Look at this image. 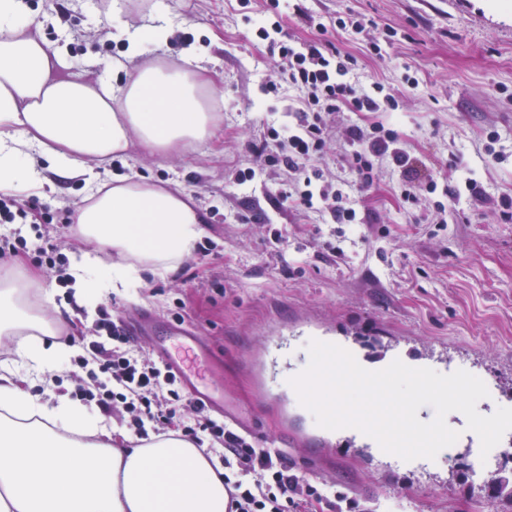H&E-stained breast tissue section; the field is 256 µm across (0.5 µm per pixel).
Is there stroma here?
<instances>
[{
    "label": "stroma",
    "instance_id": "stroma-1",
    "mask_svg": "<svg viewBox=\"0 0 512 512\" xmlns=\"http://www.w3.org/2000/svg\"><path fill=\"white\" fill-rule=\"evenodd\" d=\"M32 32L68 49L71 64L57 78L94 83L137 67L114 37L112 0H24ZM123 20L142 23L164 11L172 24L168 43L148 45L147 57L200 51L199 61L221 94L215 132L167 158L132 147L108 173L140 174L190 194L203 208L208 233L171 275L148 279L137 296L114 293L93 310L73 301L64 267L49 270L34 256L8 257L21 272L41 274L74 336L85 318L111 310L135 349L157 357L155 339L174 313L221 359L209 385L223 393L237 422L259 443L282 423L302 431L311 417L279 405L257 387L253 360L268 336L286 335L303 363L300 345L322 336L365 362L401 358L437 372L454 366L480 377L490 397L478 412L512 408V222L489 207L461 200L446 228L434 225L433 199L410 204L398 175L382 166L378 181L358 199L362 224L323 223L314 212L283 206L268 180L237 184L236 174L261 168L247 149L269 117L291 122L299 93L279 76V56L257 35L280 22L292 43L312 38L322 21L335 47L354 56L350 80L360 88L381 83L398 108L388 112L335 113L327 178L346 170L344 130L379 121L397 129L404 148L439 184L477 180L492 196L512 195V0H122ZM364 17L373 25L356 34L338 29L337 17ZM498 140H490V132ZM500 154L499 162L489 160ZM88 192L83 179L52 178L43 195L23 197L37 209L47 241L59 253L79 245L70 206ZM286 232L287 246L276 241ZM341 254H334V247ZM183 309H176V301ZM471 449L460 435L444 455L404 461L337 437L332 448L289 449L298 473L342 491L357 512H380L392 499L406 512H512V500L495 497L472 479Z\"/></svg>",
    "mask_w": 512,
    "mask_h": 512
}]
</instances>
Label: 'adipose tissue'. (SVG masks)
<instances>
[{"instance_id": "ef3b65f1", "label": "adipose tissue", "mask_w": 512, "mask_h": 512, "mask_svg": "<svg viewBox=\"0 0 512 512\" xmlns=\"http://www.w3.org/2000/svg\"><path fill=\"white\" fill-rule=\"evenodd\" d=\"M23 0H0V192L34 194L53 172L85 179L87 196L70 214L85 248L69 275L81 305L141 286L143 272H173L206 232L193 199L141 176L100 178L93 170L133 145L166 155L210 136L219 115L215 91L189 55L143 60L146 45L169 39L163 17L112 21L126 57L141 58L116 85L52 76L59 48L30 34ZM113 261L101 266L99 253ZM53 291L34 275L0 269V512H228L224 479L204 449L175 432L116 448L100 420L67 395L32 394L71 351L58 341Z\"/></svg>"}]
</instances>
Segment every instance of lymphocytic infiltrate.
Wrapping results in <instances>:
<instances>
[{
	"instance_id": "lymphocytic-infiltrate-1",
	"label": "lymphocytic infiltrate",
	"mask_w": 512,
	"mask_h": 512,
	"mask_svg": "<svg viewBox=\"0 0 512 512\" xmlns=\"http://www.w3.org/2000/svg\"><path fill=\"white\" fill-rule=\"evenodd\" d=\"M316 29L317 37L301 47L283 41L277 44L279 56L288 62L285 81L300 93L294 124L282 130L269 128L247 144L249 152L264 159L268 169L288 172L279 198L306 210L314 209L317 195L313 186L323 178L318 163L327 155L331 134L327 115L345 108L377 112L398 107L395 98L383 95L381 84H374L369 92L357 90L347 79L354 58L324 41V23H317ZM345 137L350 176L341 180L335 191L336 207L331 216L336 223H358L355 196L373 185L385 163L397 172L406 200L416 202L424 195L442 192L444 200L436 205L438 214H445L447 203L464 196L477 206L490 200L484 187L471 178L454 188L439 187L402 147L393 128L380 123L367 128L353 124L347 127ZM91 335L88 354L79 357L78 364L84 368L96 362L100 378L94 390H81L82 399L105 413H126V428L138 439L172 426L196 445L217 449L230 498L228 512H313L315 506L334 502L353 512L354 501L340 493L329 495L299 476L285 453L256 446L241 431L186 398L176 377L148 354L132 349L123 328L109 317L93 324Z\"/></svg>"
}]
</instances>
